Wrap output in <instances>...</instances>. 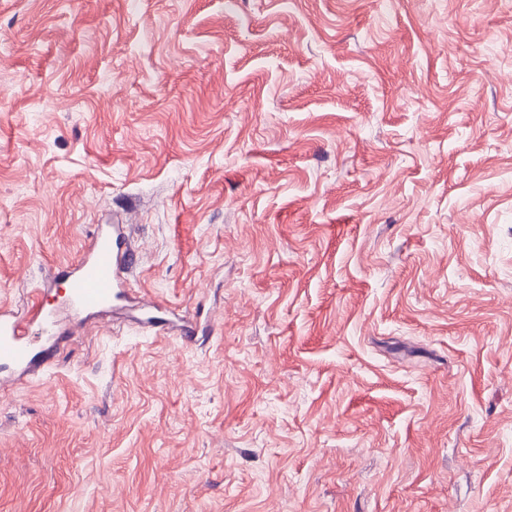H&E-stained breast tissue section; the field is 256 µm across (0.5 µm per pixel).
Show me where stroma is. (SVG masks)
Here are the masks:
<instances>
[{
	"label": "stroma",
	"mask_w": 512,
	"mask_h": 512,
	"mask_svg": "<svg viewBox=\"0 0 512 512\" xmlns=\"http://www.w3.org/2000/svg\"><path fill=\"white\" fill-rule=\"evenodd\" d=\"M113 221L0 512H512V0H0V306ZM123 245L124 232L119 224L98 225L81 257L57 270L54 283L62 281L66 285L67 307L74 316H93L125 295L130 258Z\"/></svg>",
	"instance_id": "1"
}]
</instances>
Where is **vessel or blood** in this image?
Instances as JSON below:
<instances>
[{"mask_svg":"<svg viewBox=\"0 0 512 512\" xmlns=\"http://www.w3.org/2000/svg\"><path fill=\"white\" fill-rule=\"evenodd\" d=\"M123 245L124 232L120 225H98L81 257L58 269L55 278L65 284L67 307L74 316H93L111 308L125 295V273L130 258ZM28 320L36 329L29 336L22 334L20 320L12 309H0V365L26 368L33 361L36 339L54 343L58 330L51 309L43 302H35Z\"/></svg>","mask_w":512,"mask_h":512,"instance_id":"1","label":"vessel or blood"}]
</instances>
